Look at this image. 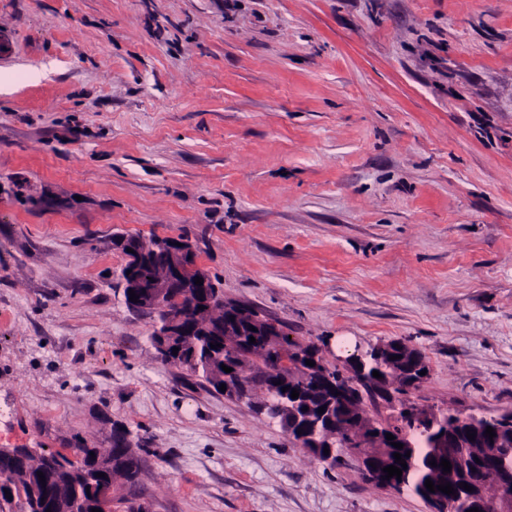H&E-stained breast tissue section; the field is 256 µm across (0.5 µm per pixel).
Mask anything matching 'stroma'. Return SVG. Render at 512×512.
Here are the masks:
<instances>
[{"mask_svg": "<svg viewBox=\"0 0 512 512\" xmlns=\"http://www.w3.org/2000/svg\"><path fill=\"white\" fill-rule=\"evenodd\" d=\"M328 365L512 411V0H0V448H147L154 512H430L160 361L115 235Z\"/></svg>", "mask_w": 512, "mask_h": 512, "instance_id": "1", "label": "stroma"}]
</instances>
